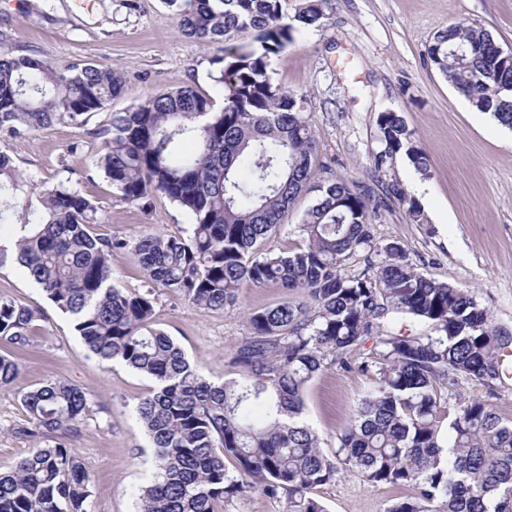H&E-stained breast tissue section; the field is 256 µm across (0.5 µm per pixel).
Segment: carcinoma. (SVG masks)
I'll return each instance as SVG.
<instances>
[{"instance_id": "carcinoma-1", "label": "carcinoma", "mask_w": 512, "mask_h": 512, "mask_svg": "<svg viewBox=\"0 0 512 512\" xmlns=\"http://www.w3.org/2000/svg\"><path fill=\"white\" fill-rule=\"evenodd\" d=\"M193 0L176 10L179 30L213 42L253 34L212 60L217 101L191 85L152 94L113 112L91 134L102 139L96 166L119 198L143 210L160 194L187 212V236L146 233L134 244L90 233L97 207L82 193L40 187L37 206L20 195L22 177L0 152V224L20 214L21 235L7 260L38 284L89 351L121 361L154 387L136 412L154 447L156 472L138 490V512H224L259 491L284 501V512H327L314 490L342 464L365 481L403 485L406 499L386 512H512V424L487 403H463L440 440L438 393L468 377L501 379L512 335L491 326L468 290L419 271L398 243L374 242L369 218L383 200L343 180L318 185V195L292 228L299 244L269 241L290 207L308 192L317 152L304 120L305 97L275 86L271 63L301 28L324 27L331 0ZM492 34L476 23L440 30L426 50L454 91L512 129V62L498 55ZM124 89L111 64L60 72L35 54L0 57V137L16 138L56 123L86 125ZM381 169L398 154L424 172L426 154L398 112L377 116ZM389 196L421 208L396 183ZM131 249L144 291L112 284V252ZM363 253L364 267L342 273ZM276 285L292 298L250 313L248 335L229 363L238 376L206 380L184 350L153 327L157 289L186 298L202 312L236 305L242 283ZM38 312L0 297V338L23 349ZM412 322L415 332L399 326ZM373 341L369 357L356 356ZM335 366L370 380L336 460L302 420L304 393ZM19 376L0 355V386ZM31 446L0 473V512H91V476L64 442L86 414L80 387L49 379L22 392ZM236 465V474L225 460Z\"/></svg>"}]
</instances>
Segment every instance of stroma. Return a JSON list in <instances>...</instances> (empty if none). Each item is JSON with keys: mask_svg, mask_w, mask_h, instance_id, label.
<instances>
[{"mask_svg": "<svg viewBox=\"0 0 512 512\" xmlns=\"http://www.w3.org/2000/svg\"><path fill=\"white\" fill-rule=\"evenodd\" d=\"M330 17L328 26L300 30L271 65L275 85L307 99L305 117L319 140L316 181L341 179L374 198L399 184L416 198L423 220L414 222L403 204L391 201L371 217L375 241L401 244L418 271L475 292L493 324L512 331V131L474 111L426 58L435 33L463 20L484 25L503 48L512 47V0H334ZM235 42L182 36L164 0H91L86 9L75 0H0V56L37 53L59 70L80 61L111 63L126 81L122 95L87 125L0 138V151L25 178L24 194L42 184L78 188L96 204L94 231L106 238L185 233L190 216L164 196L146 211L120 200L96 166L102 144L90 130L110 113L177 86L217 95L211 60ZM386 110L404 118L429 157L426 171L401 156L375 169L382 148L376 118ZM0 296L40 312L25 351L0 339V354L13 355L20 369L16 384L0 387V471H10L29 446L16 433L29 421L21 388L61 378L90 398L66 441L93 477V512H135L133 491L154 471L153 450L135 415L151 381L121 362L99 361L70 317L18 266L0 267ZM283 298L277 286L245 283L236 307L202 312L164 290L154 324L205 378L220 383L235 375L227 354L247 334V313ZM364 388L363 376L336 367L309 383L303 419L324 451L334 450ZM474 398L512 421V370L491 386L461 378L441 400L444 420ZM410 493L406 486L369 484L345 467L315 491L327 512H385Z\"/></svg>", "mask_w": 512, "mask_h": 512, "instance_id": "obj_1", "label": "stroma"}]
</instances>
